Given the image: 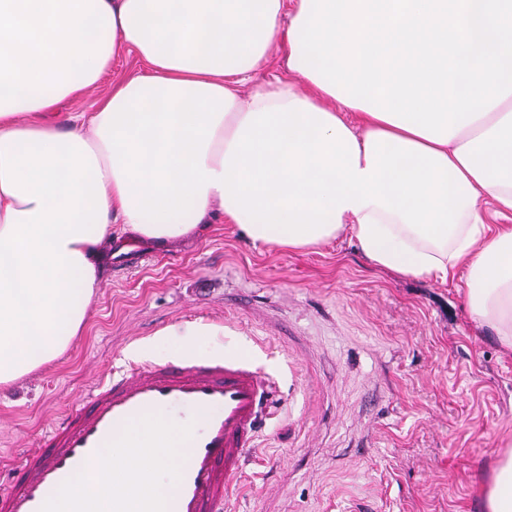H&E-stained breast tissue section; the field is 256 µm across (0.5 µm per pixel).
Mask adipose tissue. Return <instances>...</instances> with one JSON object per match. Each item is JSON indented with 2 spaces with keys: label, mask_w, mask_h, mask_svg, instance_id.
<instances>
[{
  "label": "adipose tissue",
  "mask_w": 512,
  "mask_h": 512,
  "mask_svg": "<svg viewBox=\"0 0 512 512\" xmlns=\"http://www.w3.org/2000/svg\"><path fill=\"white\" fill-rule=\"evenodd\" d=\"M303 0H0V393L84 330L114 235L159 244L215 218L255 245L302 250L347 233L376 267L447 281L465 271L471 319L512 351V96L438 144L350 107L307 76L240 87L282 51ZM136 54L144 72L114 79ZM107 85L92 112L62 101ZM192 423L135 425L104 448L130 506L173 484ZM112 482L79 500L112 512ZM512 512V448L483 490Z\"/></svg>",
  "instance_id": "adipose-tissue-1"
}]
</instances>
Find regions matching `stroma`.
<instances>
[{"instance_id":"stroma-1","label":"stroma","mask_w":512,"mask_h":512,"mask_svg":"<svg viewBox=\"0 0 512 512\" xmlns=\"http://www.w3.org/2000/svg\"><path fill=\"white\" fill-rule=\"evenodd\" d=\"M85 330L0 396V469L113 369L243 354L276 392L226 512H484L512 445V353L459 279L373 266L349 235L302 251L229 224L105 248Z\"/></svg>"}]
</instances>
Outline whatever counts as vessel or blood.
<instances>
[{
    "instance_id": "obj_1",
    "label": "vessel or blood",
    "mask_w": 512,
    "mask_h": 512,
    "mask_svg": "<svg viewBox=\"0 0 512 512\" xmlns=\"http://www.w3.org/2000/svg\"><path fill=\"white\" fill-rule=\"evenodd\" d=\"M271 392L268 377L231 351L223 359L168 363L142 369L127 366L92 386L63 414L38 452L23 456L11 487L0 493V512H53L57 493L72 478L98 468L103 449L149 415L174 409L202 416L188 437L189 453L172 465L176 481L143 512H224L259 429V413Z\"/></svg>"
}]
</instances>
